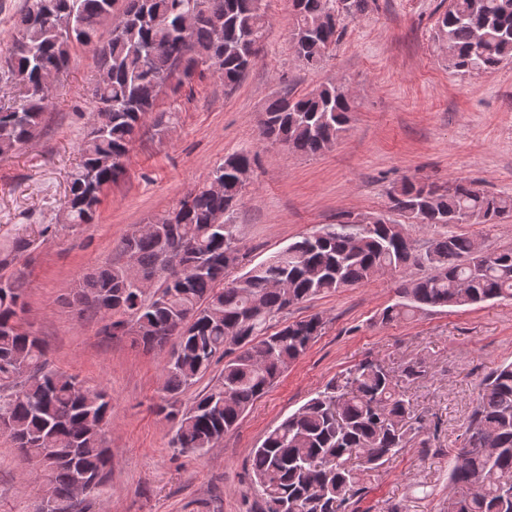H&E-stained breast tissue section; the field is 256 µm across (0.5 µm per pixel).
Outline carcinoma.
Wrapping results in <instances>:
<instances>
[{
  "mask_svg": "<svg viewBox=\"0 0 512 512\" xmlns=\"http://www.w3.org/2000/svg\"><path fill=\"white\" fill-rule=\"evenodd\" d=\"M290 2L294 52L317 71L342 36V14L363 10L366 0ZM268 26L263 0H26L0 61V74L18 90V99L0 105V157L34 137L50 103L46 76L65 70L76 48L92 49L101 82L89 88L93 111L65 201L68 223L90 224L99 189L123 176L129 146L160 94H177L207 71L233 88L258 59ZM435 34L457 72H490L512 61V0H448ZM353 111L354 99L336 82L300 97L279 92L265 107L260 135L293 155H316L336 143ZM255 164L248 151L226 157L211 172L221 190L205 184L187 192L150 220L149 232L125 236L123 251L133 263L95 269L71 291L78 313L107 320V335L171 345L158 411L173 422L172 447L183 452L204 455L217 447L322 334L317 313L270 330L293 305L414 267L427 273L405 280L400 301L379 312L377 322L512 299V248L480 250L474 239L444 232L450 224L512 217V197L465 181L437 187L405 179L389 193V211L400 219L378 214L356 224L342 214L228 279L243 258L234 224L245 187L239 174ZM406 223L438 233L421 251ZM35 245L17 236L0 256V437L46 482L52 512H89L86 501L112 471L111 397L52 368L19 316L24 288L12 267ZM219 361L224 369L216 381L182 405L185 390ZM424 429L383 362L355 365L253 450L249 477L260 512H351L372 473ZM79 481L83 502L73 498ZM446 512H512V363L492 372L478 397L463 448L451 459Z\"/></svg>",
  "mask_w": 512,
  "mask_h": 512,
  "instance_id": "carcinoma-1",
  "label": "carcinoma"
}]
</instances>
